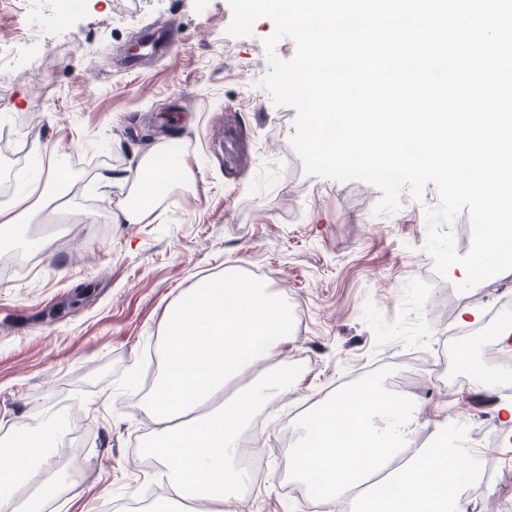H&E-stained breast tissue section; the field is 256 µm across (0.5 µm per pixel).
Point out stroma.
Returning a JSON list of instances; mask_svg holds the SVG:
<instances>
[{"label":"stroma","instance_id":"obj_1","mask_svg":"<svg viewBox=\"0 0 512 512\" xmlns=\"http://www.w3.org/2000/svg\"><path fill=\"white\" fill-rule=\"evenodd\" d=\"M177 17L181 40L128 67L133 42ZM229 0H0V53L15 64L0 91V206L11 204L39 163L63 173L61 202L35 211L23 264L0 273V436L45 412L75 407L68 438L79 472L76 502L58 494L43 512H132L165 499L168 475L145 453L151 421L144 392L166 313L202 281L256 277L292 312L280 360L294 372L288 394L256 418L242 442L263 473L241 512H322L283 486L281 442L302 433L306 411L331 401L336 386L380 357L415 349L435 377H412L422 419L499 432L493 449L501 483L482 489L474 512L512 501V430L498 406L512 388L482 395L448 385V346L495 332L492 303L512 316V270L459 291L458 267L439 277L425 250L426 209L402 193L399 209L376 214L382 193L359 181L304 171L293 149L296 111L259 87L268 62L270 19L232 38ZM162 142L183 153L187 178L166 188L148 224H115L135 163ZM474 317L461 321L463 308Z\"/></svg>","mask_w":512,"mask_h":512}]
</instances>
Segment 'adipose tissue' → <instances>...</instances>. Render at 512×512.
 Masks as SVG:
<instances>
[{
  "label": "adipose tissue",
  "instance_id": "ef3b65f1",
  "mask_svg": "<svg viewBox=\"0 0 512 512\" xmlns=\"http://www.w3.org/2000/svg\"><path fill=\"white\" fill-rule=\"evenodd\" d=\"M135 170V198L113 212V223H148L160 192L184 180L187 165L162 143ZM53 183L37 175L0 207V246L23 236L27 216L51 201ZM290 323L287 305L237 275L202 283L167 314L160 374L146 400L147 452L167 470L173 494L189 502V512H238L247 484L239 465L242 437L256 412L292 384V373L274 360ZM421 413L409 391L369 381L315 408L303 425V444L288 450L292 471L336 512L362 498L365 482L382 472L396 492L378 512H458L460 488L477 468L463 435H440L416 449L411 462L390 466L418 432ZM62 445L59 415L0 438V512H22L27 490H56L49 472Z\"/></svg>",
  "mask_w": 512,
  "mask_h": 512
}]
</instances>
